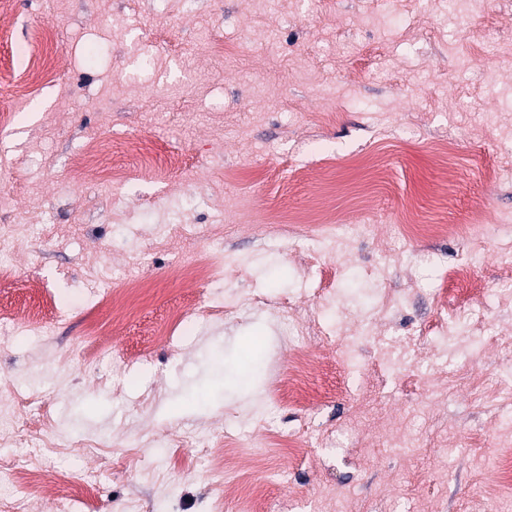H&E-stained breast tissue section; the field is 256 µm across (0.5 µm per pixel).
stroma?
Masks as SVG:
<instances>
[{
    "instance_id": "stroma-1",
    "label": "stroma",
    "mask_w": 512,
    "mask_h": 512,
    "mask_svg": "<svg viewBox=\"0 0 512 512\" xmlns=\"http://www.w3.org/2000/svg\"><path fill=\"white\" fill-rule=\"evenodd\" d=\"M46 24L51 39L34 43ZM29 46L60 82L20 102L0 90V111L15 115L0 128V227H38L1 244L14 276L0 284V307H38L40 283L63 316L12 329L0 345V377L11 380L0 409L30 398L57 426L53 448L35 455L0 439V505L17 497L13 473L31 459L47 472L98 474L80 512H128L135 499L144 512H236L234 495L217 498L191 455L148 445L127 455L134 436L217 442L232 423L244 447L283 472L257 512H318L328 486L343 512H512V493L491 490L512 440L495 398L512 388V305L495 298L512 289L503 231L512 225V0H457L452 10L444 0H14L0 72L15 71ZM99 137L117 163L152 165L153 176L108 190L101 167L70 171V157ZM442 140L456 144L449 156L435 150ZM370 153L382 182L357 164ZM476 210L489 221L478 241L397 234L408 218L464 224ZM312 214L358 227L336 261L343 329L358 327L370 301L364 269L410 251V266L386 274L401 305L377 314L358 349L370 360L387 348L406 371L352 376L335 361L339 337L308 336L329 365L303 383L326 395L318 423L333 443L306 432L305 456L292 461L249 433L262 411L279 428L301 424L295 411L262 404L269 371L287 372L294 353L268 309L189 322L170 342L145 343L142 328L180 303L220 304L237 290L168 275L225 223L224 248L250 266L251 289L291 298L298 321L331 317L316 292L323 272L255 231ZM465 261L484 293L448 284V306L474 305L497 335L473 363L418 333L446 317L433 299L441 269ZM116 274L158 295L94 362L85 329L107 318L95 292Z\"/></svg>"
}]
</instances>
